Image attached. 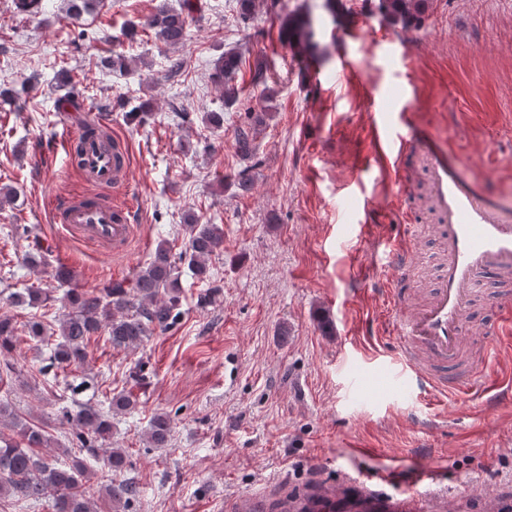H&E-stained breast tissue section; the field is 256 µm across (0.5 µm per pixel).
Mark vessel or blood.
Segmentation results:
<instances>
[{"mask_svg":"<svg viewBox=\"0 0 512 512\" xmlns=\"http://www.w3.org/2000/svg\"><path fill=\"white\" fill-rule=\"evenodd\" d=\"M408 141L399 124L373 128L372 154L379 162L398 168V151ZM412 144L437 212L438 279L424 303L411 304L414 256L405 242L417 239L421 227L404 225L403 241L387 251L395 277L385 286L389 304L385 330L395 352L396 376L414 389L445 398L475 387L483 368L498 355L501 337L512 333L511 297L491 300L498 322L483 336L472 337L466 318L473 285L481 273L490 271L512 280V211L481 184L461 176L435 141ZM78 145L83 148L80 172L92 189L55 198L51 221L71 238L122 253L136 231L134 205L118 194L131 169L128 147L118 136L113 137L111 147H104L86 138L81 127L56 140L57 148L67 154ZM376 482L369 475L348 477L341 487L323 491L316 508L318 512H350L353 503L359 502L366 512H427L429 503L419 491L386 499L376 490Z\"/></svg>","mask_w":512,"mask_h":512,"instance_id":"vessel-or-blood-1","label":"vessel or blood"}]
</instances>
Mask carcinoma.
Instances as JSON below:
<instances>
[{
	"instance_id": "carcinoma-1",
	"label": "carcinoma",
	"mask_w": 512,
	"mask_h": 512,
	"mask_svg": "<svg viewBox=\"0 0 512 512\" xmlns=\"http://www.w3.org/2000/svg\"><path fill=\"white\" fill-rule=\"evenodd\" d=\"M94 0H67V14L78 20L92 6ZM370 9H376L384 20L404 30L418 29L430 7V0H369ZM200 10L196 0H183L180 9L160 6L151 20L155 36L170 48L184 44L187 36L186 16ZM310 20L298 13L287 14L280 26V37L288 45L304 53L310 48ZM239 67V59L226 52L214 64L211 78L224 87V100H236V91L228 85L230 76ZM265 112H249L250 123L235 131L236 152L243 160L254 154V141L259 127L265 125ZM188 243L185 250L172 255L168 242H160L152 260L141 269L132 287L114 282L98 295L67 290L64 312L59 316L47 312L30 314L25 323L28 336L49 349L48 364L42 373L52 374L54 381H63V391L71 406L63 407L62 423L71 427L80 443L79 455L70 464L50 461L39 454L40 448L53 447V439L44 428L24 422L10 406L0 402V499L18 497L38 502L52 497V512H95L86 498L83 482L87 478V459L103 460L109 482L104 486L105 496L112 504V512H128L140 499L139 483L125 476L130 467L128 454L121 448H101L99 443L110 437L112 415L132 411L137 399L120 391L103 394L108 411H103L95 398L99 386L82 376L68 377L71 367L82 368L86 349L92 337L105 335V341L114 348H135L156 332L173 328L180 320V275L176 263L186 265L190 276L206 284L212 273L209 261L224 243V231L217 224H200L188 214L185 216ZM52 301L43 288L27 287L9 293L5 304L15 308L37 309ZM16 327L13 319L0 316V352L14 349ZM171 419L156 414L150 421L148 439L156 448L167 442Z\"/></svg>"
}]
</instances>
